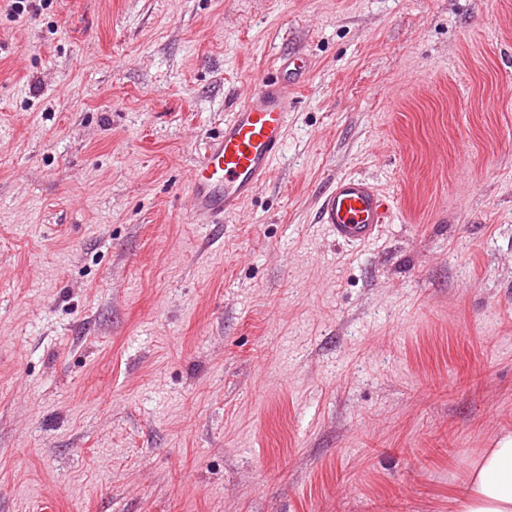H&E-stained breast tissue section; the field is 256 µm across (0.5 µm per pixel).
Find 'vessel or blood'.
Masks as SVG:
<instances>
[{"label": "vessel or blood", "instance_id": "b4317fda", "mask_svg": "<svg viewBox=\"0 0 512 512\" xmlns=\"http://www.w3.org/2000/svg\"><path fill=\"white\" fill-rule=\"evenodd\" d=\"M311 70L298 55L277 57L273 73L257 77L253 89L225 119L223 132L204 143L188 173L194 223H223L268 182L285 147L294 91L306 84ZM390 216L389 199L358 177L338 179L319 209L320 223L346 243L372 239Z\"/></svg>", "mask_w": 512, "mask_h": 512}]
</instances>
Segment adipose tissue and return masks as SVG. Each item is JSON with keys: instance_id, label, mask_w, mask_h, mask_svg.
Returning <instances> with one entry per match:
<instances>
[{"instance_id": "1", "label": "adipose tissue", "mask_w": 512, "mask_h": 512, "mask_svg": "<svg viewBox=\"0 0 512 512\" xmlns=\"http://www.w3.org/2000/svg\"><path fill=\"white\" fill-rule=\"evenodd\" d=\"M459 512H512V436L471 465Z\"/></svg>"}]
</instances>
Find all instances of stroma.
<instances>
[{
	"label": "stroma",
	"instance_id": "obj_1",
	"mask_svg": "<svg viewBox=\"0 0 512 512\" xmlns=\"http://www.w3.org/2000/svg\"><path fill=\"white\" fill-rule=\"evenodd\" d=\"M291 51L270 180L192 223ZM511 434L512 0H0V512H456ZM275 73L257 77L253 89L207 140L188 173L190 218L221 224L237 214L268 182L286 143L294 90L306 84L311 64L295 54L277 57ZM391 203L371 182L358 177L336 180L325 194L319 222L329 224L336 239L362 243L372 239L382 224H388Z\"/></svg>",
	"mask_w": 512,
	"mask_h": 512
}]
</instances>
